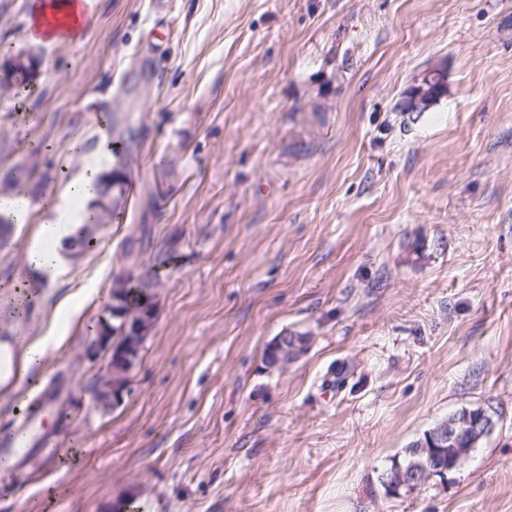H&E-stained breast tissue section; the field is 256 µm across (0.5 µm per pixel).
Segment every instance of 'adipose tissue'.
<instances>
[{"instance_id": "obj_1", "label": "adipose tissue", "mask_w": 512, "mask_h": 512, "mask_svg": "<svg viewBox=\"0 0 512 512\" xmlns=\"http://www.w3.org/2000/svg\"><path fill=\"white\" fill-rule=\"evenodd\" d=\"M97 176V168H85L67 184L62 203L48 204L46 217L28 253L37 283L52 284L62 274V253L88 216L85 205L98 194ZM61 341L57 335L0 343V384H18L37 376L47 352Z\"/></svg>"}]
</instances>
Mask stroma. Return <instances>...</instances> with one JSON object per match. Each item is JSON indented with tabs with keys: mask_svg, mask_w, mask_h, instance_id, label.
<instances>
[{
	"mask_svg": "<svg viewBox=\"0 0 512 512\" xmlns=\"http://www.w3.org/2000/svg\"><path fill=\"white\" fill-rule=\"evenodd\" d=\"M34 0L0 43L34 62L0 98V197L59 198L115 169L105 122L139 132L124 222L53 287L0 244V343L65 340L0 388V438L36 387L61 455L0 470V512H512V0H87L84 36L34 45ZM437 68L448 94L400 104ZM173 265L121 406L84 357L126 250ZM308 336L287 368L265 353ZM496 425L447 477L391 494L392 459L462 408Z\"/></svg>",
	"mask_w": 512,
	"mask_h": 512,
	"instance_id": "obj_1",
	"label": "stroma"
}]
</instances>
